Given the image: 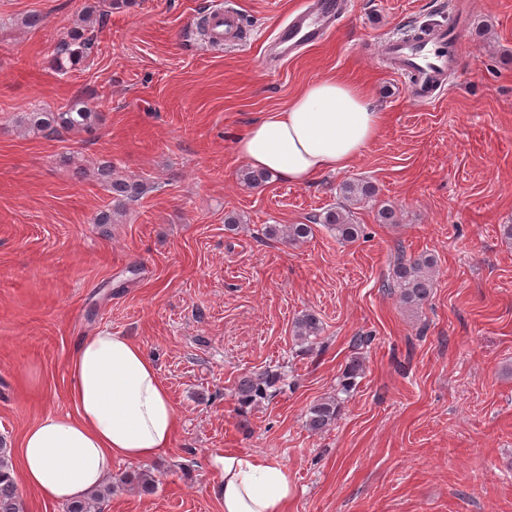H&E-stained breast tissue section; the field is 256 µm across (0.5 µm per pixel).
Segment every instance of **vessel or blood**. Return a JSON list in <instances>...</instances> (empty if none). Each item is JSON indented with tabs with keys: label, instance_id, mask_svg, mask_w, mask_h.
Instances as JSON below:
<instances>
[{
	"label": "vessel or blood",
	"instance_id": "b4317fda",
	"mask_svg": "<svg viewBox=\"0 0 512 512\" xmlns=\"http://www.w3.org/2000/svg\"><path fill=\"white\" fill-rule=\"evenodd\" d=\"M347 0H313L309 10L283 27L278 34L282 55H289L303 45L319 42L326 28L345 13ZM208 25L215 37H234L237 31L235 15L217 9L210 13ZM460 30L444 26L429 28L415 43L390 41L385 50L397 73L407 75L411 81L410 99L423 105L443 88L452 71L453 49L460 46Z\"/></svg>",
	"mask_w": 512,
	"mask_h": 512
}]
</instances>
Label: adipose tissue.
<instances>
[{
    "instance_id": "obj_1",
    "label": "adipose tissue",
    "mask_w": 512,
    "mask_h": 512,
    "mask_svg": "<svg viewBox=\"0 0 512 512\" xmlns=\"http://www.w3.org/2000/svg\"><path fill=\"white\" fill-rule=\"evenodd\" d=\"M382 125L364 88L329 77L253 122L235 151L252 169L303 185L347 169ZM67 370L74 413L47 415L21 439V481L51 502L95 490L113 462L158 456L179 424L155 364L132 337L100 330L81 338ZM211 466L220 475L223 512H286L292 484L276 457L227 450Z\"/></svg>"
}]
</instances>
